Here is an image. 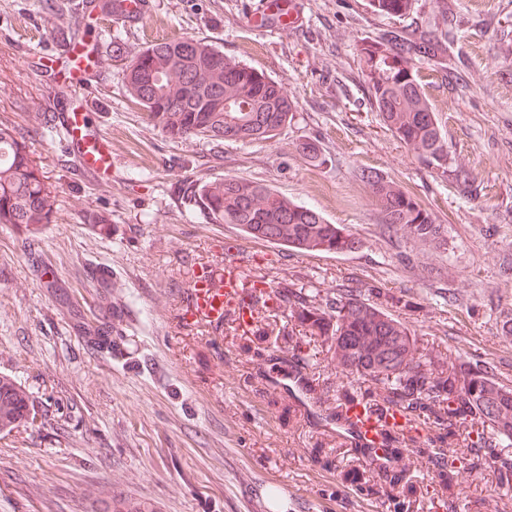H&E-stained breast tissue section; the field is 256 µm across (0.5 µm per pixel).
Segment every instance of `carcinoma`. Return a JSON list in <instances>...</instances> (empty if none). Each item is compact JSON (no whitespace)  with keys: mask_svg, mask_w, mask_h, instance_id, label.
Segmentation results:
<instances>
[{"mask_svg":"<svg viewBox=\"0 0 512 512\" xmlns=\"http://www.w3.org/2000/svg\"><path fill=\"white\" fill-rule=\"evenodd\" d=\"M371 10L388 18L405 17L414 0H368ZM445 34L422 30L387 31L358 46L360 70L369 98L386 128L428 167L447 170L448 147L434 109L423 92L416 62L442 59ZM128 95L144 108L143 119L172 138L195 136L222 143L275 137L291 120L294 102L283 86L254 68L224 55L208 42L176 37L149 45L126 66ZM383 221L410 229L428 241L440 226L429 211L398 183L371 171L360 173ZM189 189L214 224H234L254 240L303 252L345 253L357 241L318 212L298 205L253 181L224 177ZM57 194L43 168L0 125V224H17L36 235L52 218ZM258 296L254 306H293L312 336L333 339L336 363L381 386L345 391L336 415L353 411L376 417L378 447L368 449L390 485L408 482L403 470L390 468L403 448L426 455L436 478L446 482L455 459L445 453L464 412L477 411L497 426L499 440H512V386L500 384L477 367L461 366L430 375L413 365L416 338L400 321L348 292L321 305L312 296L284 285ZM25 390L0 376V432L28 418Z\"/></svg>","mask_w":512,"mask_h":512,"instance_id":"cac0c4a2","label":"carcinoma"}]
</instances>
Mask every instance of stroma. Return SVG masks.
<instances>
[{
  "label": "stroma",
  "mask_w": 512,
  "mask_h": 512,
  "mask_svg": "<svg viewBox=\"0 0 512 512\" xmlns=\"http://www.w3.org/2000/svg\"><path fill=\"white\" fill-rule=\"evenodd\" d=\"M79 0H0V123L12 127L58 192L34 238L0 224V376L27 392L31 413L0 433V512H91L94 502L152 512H512L497 468L456 464L448 489L426 457L403 452L413 491L390 487L328 423L356 376L317 346L307 374L321 412L276 388L289 357L258 333L184 323L195 272L223 267L287 281L326 301L346 285L383 304L416 338L423 365L480 364L512 386V0H415L388 19L368 0H286L288 25L265 24V0H154L135 25L97 12L70 26ZM448 12V59L419 78L443 126L448 169L430 172L373 108L357 56L365 36L434 23ZM93 47L80 89L92 125L112 142V178L78 175L61 127L47 128L64 33ZM193 36L282 83L295 103L271 140L171 139L142 119L123 70L149 44ZM312 144L320 159L302 152ZM470 173L457 181V168ZM402 185L443 234L423 241L384 224L359 174ZM243 177L319 211L359 242L301 253L214 224L184 180ZM109 213L100 233L89 222ZM99 327V337L86 326ZM366 475L365 486L352 473Z\"/></svg>",
  "instance_id": "1"
}]
</instances>
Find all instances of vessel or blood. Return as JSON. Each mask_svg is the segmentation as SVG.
Returning <instances> with one entry per match:
<instances>
[{
	"mask_svg": "<svg viewBox=\"0 0 512 512\" xmlns=\"http://www.w3.org/2000/svg\"><path fill=\"white\" fill-rule=\"evenodd\" d=\"M149 10L150 0H114L112 6L114 18L129 25L141 21ZM51 119L65 130L71 150L79 159L82 174L94 180L111 179L112 143L107 136L92 129L88 113L75 107H62L52 112ZM254 293L251 283L225 277L218 268L205 270L194 278L181 317L185 320L202 317L217 324L231 310L239 325L243 326L250 319V300ZM335 428L341 439L366 445L370 432L368 424L355 426L339 421Z\"/></svg>",
	"mask_w": 512,
	"mask_h": 512,
	"instance_id": "obj_1",
	"label": "vessel or blood"
}]
</instances>
